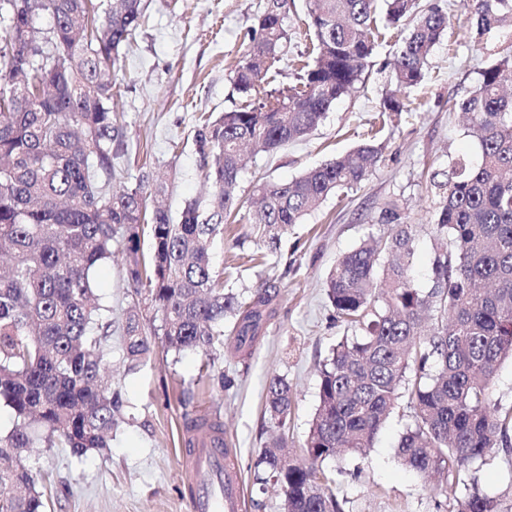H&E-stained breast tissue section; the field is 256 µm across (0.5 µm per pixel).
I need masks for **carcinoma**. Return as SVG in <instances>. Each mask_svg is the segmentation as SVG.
Returning <instances> with one entry per match:
<instances>
[{
    "mask_svg": "<svg viewBox=\"0 0 512 512\" xmlns=\"http://www.w3.org/2000/svg\"><path fill=\"white\" fill-rule=\"evenodd\" d=\"M375 0H308L313 63L285 91L264 87L269 64L288 42V0H267L234 70L250 101L200 119L194 141L210 194L185 203L178 219L161 204L164 185L116 191L112 152L123 127L112 109V76L121 51L141 28L142 0H0V401L15 415L0 436V512H45L40 471L28 463L38 432L50 448L77 457L110 447L122 416L119 391L105 381L112 309L100 305L94 273L127 256L124 278L146 292L155 315L133 307L122 332L125 370L144 364L152 343L211 355L224 347V320L237 356L249 350L270 316L277 286L243 295L224 288L206 242L236 215L243 150L270 153L307 136L337 100L361 81L375 48ZM387 20L412 18L394 63V89L383 109L407 107L406 90L424 76L428 57L452 18L417 0H385ZM53 26H36L40 13ZM469 32L512 39V0H464ZM512 56L481 72L458 103L478 133L476 156L433 171L438 198L430 225L429 283L412 274V224H389L338 258L325 291L336 320L353 330L319 367L318 405L304 456L288 460L276 443L255 464L256 480L282 493V512H348L336 486L346 459L373 447L390 414L408 410L398 456L437 480V509L502 512L478 486L474 465L512 446V408L493 400L500 364L512 359V96L502 91ZM382 147L258 188L246 221L257 248L277 249L288 228L328 196L365 181ZM149 238L148 251L142 239ZM293 390L270 377L265 412L288 433Z\"/></svg>",
    "mask_w": 512,
    "mask_h": 512,
    "instance_id": "1",
    "label": "carcinoma"
}]
</instances>
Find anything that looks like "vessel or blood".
Wrapping results in <instances>:
<instances>
[{
  "instance_id": "1",
  "label": "vessel or blood",
  "mask_w": 512,
  "mask_h": 512,
  "mask_svg": "<svg viewBox=\"0 0 512 512\" xmlns=\"http://www.w3.org/2000/svg\"><path fill=\"white\" fill-rule=\"evenodd\" d=\"M184 443L181 467L190 512H244L239 467L227 457L222 436L202 439L189 430Z\"/></svg>"
}]
</instances>
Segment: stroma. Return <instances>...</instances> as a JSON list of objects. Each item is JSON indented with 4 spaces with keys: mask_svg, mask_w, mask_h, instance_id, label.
<instances>
[{
    "mask_svg": "<svg viewBox=\"0 0 512 512\" xmlns=\"http://www.w3.org/2000/svg\"><path fill=\"white\" fill-rule=\"evenodd\" d=\"M145 19L123 53L113 88L114 108L125 118L127 147L117 163L115 190L151 189L155 179L168 185L171 215L188 201L204 199L206 186L194 131L201 116H219L246 99L232 70L249 44L266 0H144ZM439 6L454 17L433 48L423 80L408 91L410 110L382 115L381 102L393 87L396 40L412 22L389 24L384 9L375 18L385 32L354 92L338 100L318 128L305 139L248 162L238 178L237 196L249 207L258 184L300 176L359 145L384 146L376 169L357 189L329 196L285 235L282 250L249 267L247 254L257 247L245 222L225 225L210 244L225 286L248 292L269 278L279 287L274 312L247 361L228 355L207 361L196 352L175 353L155 345L149 359L125 372L120 330L129 306L144 318L154 309L147 294L135 293L123 278L126 262L116 253L95 273L97 292L112 308V385L122 391L130 418L112 432V448L73 456L69 449L39 444L31 461L40 469L47 512H190L180 465L185 415L206 411L223 424L224 436L240 459L246 512H280L277 488L254 484L252 466L271 435L265 412L266 386L272 375L287 378L294 392L288 450L298 454L318 401L319 364L345 333L336 322L323 281L345 252L369 235L383 232L381 211L394 206L398 221L415 225V275L426 284L430 268L428 226L437 202L426 172L446 164L476 143L459 112L448 103L464 98L495 59L512 55V41L492 38L477 46L464 23L463 0H420L421 8ZM286 25L288 44L267 75L270 88L296 81L299 54L312 47L306 0H294ZM234 379L220 390L217 379ZM408 418L390 415L366 456L348 461L350 473L337 487L353 512H436L429 482L407 471L396 448ZM483 486L512 504V447L496 448L478 473Z\"/></svg>",
    "mask_w": 512,
    "mask_h": 512,
    "instance_id": "35a3bbf8",
    "label": "stroma"
}]
</instances>
